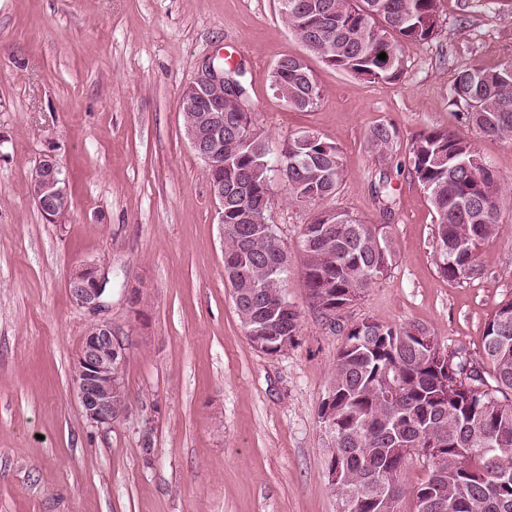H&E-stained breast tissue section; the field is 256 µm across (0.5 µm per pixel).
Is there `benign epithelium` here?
I'll return each instance as SVG.
<instances>
[{
	"instance_id": "benign-epithelium-1",
	"label": "benign epithelium",
	"mask_w": 512,
	"mask_h": 512,
	"mask_svg": "<svg viewBox=\"0 0 512 512\" xmlns=\"http://www.w3.org/2000/svg\"><path fill=\"white\" fill-rule=\"evenodd\" d=\"M234 77L209 62L186 85L178 98L182 113L195 112L207 104L211 112L206 128L190 127L186 137L191 149L205 168L221 164L224 138V112L231 111L236 94L231 88ZM67 179L56 159L44 156L29 186V194L41 214L52 224L64 219L69 209ZM217 223L224 224V184L211 185ZM105 276L95 262H83L74 268L67 286L75 304L96 314L102 310ZM126 344L112 335V324L105 320L90 323L73 364L75 390L88 423L97 429H109L129 412L130 401L121 377Z\"/></svg>"
}]
</instances>
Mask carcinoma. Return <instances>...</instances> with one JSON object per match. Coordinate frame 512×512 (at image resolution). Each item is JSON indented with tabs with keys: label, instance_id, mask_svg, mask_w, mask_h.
<instances>
[{
	"label": "carcinoma",
	"instance_id": "1",
	"mask_svg": "<svg viewBox=\"0 0 512 512\" xmlns=\"http://www.w3.org/2000/svg\"><path fill=\"white\" fill-rule=\"evenodd\" d=\"M439 0H279L289 29L326 67L377 82L400 79L403 47L424 44L436 33ZM386 59L378 58L380 53ZM279 98L311 109L322 99L316 77L300 57L279 59L272 72ZM454 102L490 138H512V60L495 68H463L453 87ZM396 130L378 124L369 149L384 155ZM475 152L462 135L442 129L418 135L410 149L413 172L435 213L433 249L437 267L450 280L481 275L478 247L499 234L493 169L468 172L463 162ZM209 180L247 192L224 203V273L242 327L253 330L252 347L271 355L294 346L298 309L271 316L270 303L286 301L288 244L277 225L267 223L273 178L288 196L314 204L331 198L345 178L340 149L321 135L304 131L289 138L279 156H269L251 113H224L222 165ZM303 287L310 309L323 320L339 315L384 278L396 256L385 224H365L339 209L316 212L298 240ZM436 336L418 322L385 325L364 319L346 327L345 341L318 416L329 408L336 433L328 438L326 464L339 463L344 480L333 492L344 512H401L412 492L415 512H512V299L488 323L482 360L464 351L440 356L418 336ZM396 379L401 394L385 397ZM428 469L409 487L407 460Z\"/></svg>",
	"mask_w": 512,
	"mask_h": 512
}]
</instances>
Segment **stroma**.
<instances>
[{
  "mask_svg": "<svg viewBox=\"0 0 512 512\" xmlns=\"http://www.w3.org/2000/svg\"><path fill=\"white\" fill-rule=\"evenodd\" d=\"M217 54L242 63L270 154L312 130L346 170L317 207L272 185L286 292L301 313L297 345L278 355L244 334L210 182L177 108ZM286 55L306 57L317 106L277 98L272 72ZM404 58L392 83L327 68L277 0H0V512H339L318 406L345 335L309 308L297 249L320 207L388 225L395 243L387 276L344 323L420 322L447 350L482 356L487 324L512 298V139L481 135L451 88L466 65L512 59V0H440L435 37ZM378 124L398 132L387 159L368 148ZM433 128L471 140L498 177L502 229L482 245L473 281L440 273L435 214L408 164L415 137ZM46 153L67 173L63 224L47 223L28 193ZM82 260L101 265L100 317L127 344L132 409L105 431L89 426L72 381L92 319L67 287Z\"/></svg>",
  "mask_w": 512,
  "mask_h": 512,
  "instance_id": "1",
  "label": "stroma"
}]
</instances>
